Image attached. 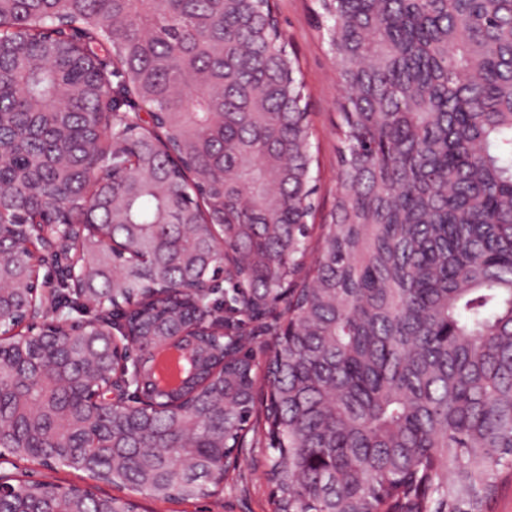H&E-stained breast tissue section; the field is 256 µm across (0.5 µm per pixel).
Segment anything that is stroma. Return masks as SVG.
<instances>
[{"instance_id":"35a3bbf8","label":"stroma","mask_w":512,"mask_h":512,"mask_svg":"<svg viewBox=\"0 0 512 512\" xmlns=\"http://www.w3.org/2000/svg\"><path fill=\"white\" fill-rule=\"evenodd\" d=\"M291 51L297 55L309 94L314 126L318 177L316 223L329 222L340 192L336 124L342 97L336 65L315 24L316 0H273ZM240 470L212 495L190 501L141 498V512H270L271 488L265 478L266 453L254 434H247ZM28 474L31 479L64 486L85 485L84 473L7 456L0 460V478Z\"/></svg>"}]
</instances>
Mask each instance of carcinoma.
<instances>
[{"label":"carcinoma","instance_id":"1","mask_svg":"<svg viewBox=\"0 0 512 512\" xmlns=\"http://www.w3.org/2000/svg\"><path fill=\"white\" fill-rule=\"evenodd\" d=\"M316 23L344 92L341 190L319 226L309 103L271 0H0V220L34 237L46 214L112 225L132 251L105 255L90 290L142 336L188 312L155 298L128 313L131 298L211 278L216 231L242 263L246 316L283 303L288 318L264 362L191 337L194 369L224 374L185 378L149 412L158 448L117 410L95 423L120 448L94 472L79 448L11 453L196 499L254 417L274 512H492L512 475V0H318ZM106 348L61 355L78 374ZM155 377L144 358L133 387ZM0 410L27 431L14 393ZM15 487L0 512L102 500Z\"/></svg>","mask_w":512,"mask_h":512}]
</instances>
